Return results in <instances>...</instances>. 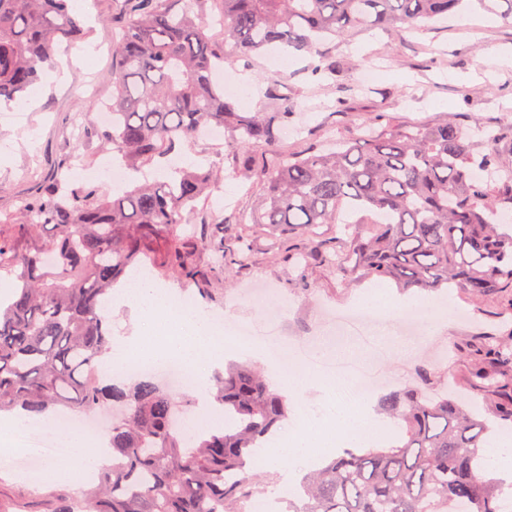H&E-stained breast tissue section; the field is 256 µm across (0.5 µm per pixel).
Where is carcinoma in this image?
<instances>
[{"instance_id":"cac0c4a2","label":"carcinoma","mask_w":512,"mask_h":512,"mask_svg":"<svg viewBox=\"0 0 512 512\" xmlns=\"http://www.w3.org/2000/svg\"><path fill=\"white\" fill-rule=\"evenodd\" d=\"M128 19L112 48V126L105 143L137 168L166 159L207 130H230L236 174L267 184L257 223L287 242L305 238L343 283L389 278L430 292L456 288L496 302L512 298V176L502 157L512 139L501 130L474 144L453 120L369 133L318 151L273 158L256 168L251 152L279 138L294 112L288 96L268 93V111L251 116L224 99L216 65L281 43L318 57L317 41L367 28L416 27L463 0H224V47L209 35V0H124ZM512 20V0H477ZM84 36L71 0H0V100L22 103L59 46ZM222 174L180 168L166 180L117 194L54 178L0 227V272L11 289L0 301V412L24 409L124 414L110 427L112 465L80 502L63 491L33 500L1 490L0 512H256L269 477L253 471L262 443L288 418L284 395L252 366L228 364L214 378L226 424L185 433L186 404L150 379L125 388L100 374L111 350L105 301L133 269L163 256L203 300L200 256L214 269L237 260L249 243L224 254V240L201 223L199 208ZM367 213L347 224L343 246L316 241L318 224L336 223L341 206ZM490 366L512 368V342L483 337ZM399 421L380 448H349L301 483L288 512H500L498 484L484 477L486 423L466 399L441 391H394L382 401Z\"/></svg>"}]
</instances>
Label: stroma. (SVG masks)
I'll return each instance as SVG.
<instances>
[{
  "label": "stroma",
  "mask_w": 512,
  "mask_h": 512,
  "mask_svg": "<svg viewBox=\"0 0 512 512\" xmlns=\"http://www.w3.org/2000/svg\"><path fill=\"white\" fill-rule=\"evenodd\" d=\"M83 20L92 29L88 42L97 47V55L88 61L83 47L71 49L58 59L70 73L67 83L50 87L37 105L0 108L1 219L16 214L61 171L74 181L107 184L102 163L111 150L104 147L101 128L91 124L90 117L112 97V43L125 15L119 0H92ZM510 51L512 21L489 20L473 5L425 27L360 30L329 42L326 56L336 64L329 80L315 76L313 58L300 53L290 65L272 66L273 54L268 51L225 63L223 69L234 78L242 73L251 78L248 90L230 96L239 111H266L273 85L294 101L293 133L276 149L296 155L319 150L332 138L355 136L374 112L382 115V131L437 124L453 116L475 140L483 127L510 126L512 65L498 62ZM369 67L378 68L379 77L361 85L360 74ZM228 142L225 136L198 141L184 146L181 158L186 164L224 168V194L233 204H213L206 215L230 239L245 230L241 217L257 215L265 186L225 169ZM250 232L246 257L212 277L210 286L224 301L204 306L207 316L229 311L239 320H260L263 303L246 299L244 289L254 279H263L283 302L280 334L295 353L306 354L313 345H321L326 356L386 374L396 391L414 386L419 363L438 362L432 387H451L473 404L490 428L501 427L495 407L512 395V371L496 373L498 385L493 388L476 370L482 336L512 338V306L507 301L490 304L455 289L405 290L388 279L361 278L344 284L319 258H299L278 248L267 230L255 227ZM378 285L389 289L393 299L429 312L426 342L416 345L397 335L387 318L357 336L340 332L326 317V310L367 301Z\"/></svg>",
  "instance_id": "obj_1"
}]
</instances>
